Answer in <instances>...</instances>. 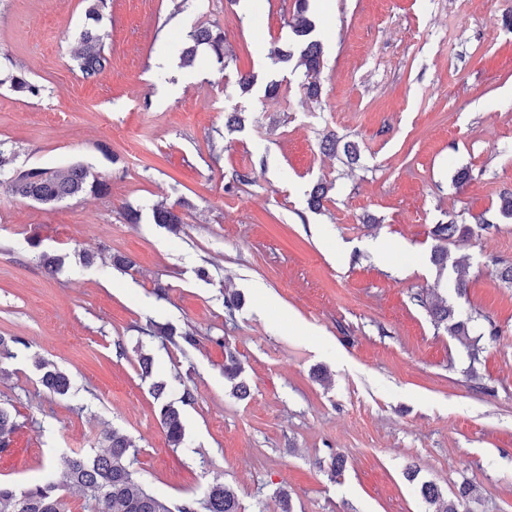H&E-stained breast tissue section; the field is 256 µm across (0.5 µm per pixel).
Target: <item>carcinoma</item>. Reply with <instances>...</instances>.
I'll list each match as a JSON object with an SVG mask.
<instances>
[{
  "label": "carcinoma",
  "mask_w": 512,
  "mask_h": 512,
  "mask_svg": "<svg viewBox=\"0 0 512 512\" xmlns=\"http://www.w3.org/2000/svg\"><path fill=\"white\" fill-rule=\"evenodd\" d=\"M85 15L88 23L81 30L80 48L74 56L79 70L87 80L95 79L105 68L108 59L102 53L103 35L99 22L102 19L106 0H84ZM307 0H295L293 33L295 40L288 47L274 45L269 50L271 58L288 62L298 58V65L305 68L303 89L310 97L320 95L318 76L323 66L321 44L310 40L314 24L307 15ZM190 43L182 48L180 60L186 67L194 65L199 46H206L215 58L222 62L226 57L224 30L218 26H200L190 34ZM10 89L24 97H37L41 88L32 83L19 71L8 75ZM0 188L14 197L31 199L42 204H57L88 191L97 194L110 192L107 181L101 180L90 172L89 167L75 163L56 168L29 167L17 169L0 179ZM332 185L319 182L310 193L308 204L317 210L323 207ZM153 220L173 233L180 231L182 218L176 208L158 206L153 211ZM474 230L468 224L451 218L446 223L435 225L433 238L435 244L431 260L442 274L452 268L462 273L463 261L451 257L448 242H466L473 236ZM427 308L436 328L444 329L448 335L464 342L469 339L468 321L461 318L455 306L442 297L427 302L419 299ZM41 383L49 391L64 395L70 388L68 375L57 367L41 362ZM242 367L234 355L227 349L224 358V379L231 383L232 391L239 397L247 395V386L241 380ZM165 385L156 386V398L159 399L157 412L165 432L166 442L172 448H179L185 439V428L180 410L173 402L163 398ZM20 428L16 416L7 408L0 406V448H7L13 436ZM106 449L101 453L75 452L66 460L61 479L48 483L41 482L23 490L10 485H0V512H69L64 492L76 489L86 496L89 512H240L239 501L233 489L222 483L214 482L203 497L189 499L181 504H172L150 492L131 470V456L135 449L131 441L115 431L104 436ZM423 499L434 506L435 512H458L457 503L446 500L433 482H424L420 487Z\"/></svg>",
  "instance_id": "carcinoma-1"
}]
</instances>
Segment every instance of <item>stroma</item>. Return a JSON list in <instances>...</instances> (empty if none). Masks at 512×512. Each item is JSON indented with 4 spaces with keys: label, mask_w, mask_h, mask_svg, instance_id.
<instances>
[{
    "label": "stroma",
    "mask_w": 512,
    "mask_h": 512,
    "mask_svg": "<svg viewBox=\"0 0 512 512\" xmlns=\"http://www.w3.org/2000/svg\"><path fill=\"white\" fill-rule=\"evenodd\" d=\"M177 2L107 0L109 63L91 81L74 61L83 0H0V71L43 88L0 85V152L14 169L81 163L111 186L51 207L0 191V405L21 425L0 482L60 477L113 429L136 448V477L176 503L219 480L242 512H281L282 488L293 512H434L419 494L431 481L448 499L473 488L459 512H512V284L495 273L512 264L499 211L512 192V9L310 0L323 47L311 100L302 71L268 57L293 36L294 0ZM212 24L225 63L203 48L182 67L189 31ZM417 25L426 43L411 42ZM234 110L244 125L231 131ZM332 134L358 163L322 150ZM320 180L333 188L317 211ZM159 204L176 207L179 233L154 223ZM453 215L486 221L449 248L467 260L461 296L431 262V231ZM433 288L469 317L470 344L434 328L418 301ZM228 293L242 299L232 312ZM156 323L197 346L151 335ZM228 349L243 400L224 378ZM41 359L69 375L67 394L41 384ZM162 382L169 400L194 394L179 448L155 412Z\"/></svg>",
    "instance_id": "stroma-1"
}]
</instances>
